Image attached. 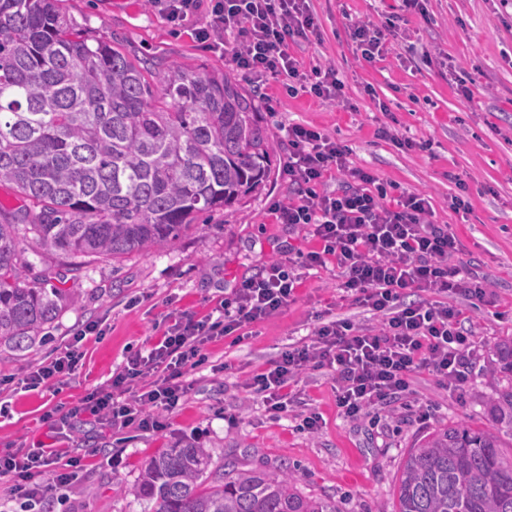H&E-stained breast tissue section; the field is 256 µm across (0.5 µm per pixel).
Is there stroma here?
<instances>
[{"label":"stroma","instance_id":"stroma-1","mask_svg":"<svg viewBox=\"0 0 512 512\" xmlns=\"http://www.w3.org/2000/svg\"><path fill=\"white\" fill-rule=\"evenodd\" d=\"M424 13L408 12L402 0H310L320 39L289 43L302 69L333 67L342 95L324 101L291 95L281 81L256 83L232 64L233 36L203 42L194 30L205 17L173 27L152 0H64L70 20L90 34L118 41L141 62L155 64L152 81L163 88L164 62L234 78L257 106L269 136V173L231 206L199 214L195 227L169 246L133 253L118 261L82 258L80 304L46 329L45 341L26 350L0 347V455L49 441L43 415L65 410L120 371L128 352L150 346L167 315L204 316L241 283L274 260L320 250L305 228L277 223L276 203L295 197L283 174L289 146L284 129L313 126L350 150L351 166L391 185L392 196L426 194L433 220L460 239L458 258L471 276L487 281L493 301L449 297L462 309L481 350L468 365L462 396L448 395L428 370L413 373L408 404L344 418L328 370L300 374L290 388L301 394L318 430L298 428L293 418L275 419L246 390L253 372L266 369L283 346L300 344L321 319L348 317L378 325V318L344 299L334 260L303 277L294 301L275 317L241 328L243 342L226 336L205 348L204 364L189 370L192 390L165 417L158 432H110L76 423L63 447L80 457L76 479L61 489L55 512H142L128 495L149 459L179 442L192 441L239 469L287 467L306 495L339 503L342 512H394L395 487L410 448L427 434L458 421L488 427L485 403L507 378L493 375L498 341L512 336V0H423ZM399 16L388 52L369 63L356 52L350 21ZM466 80L473 99L459 95ZM397 140L378 138L382 125ZM417 147L400 146L401 138ZM467 212H455L454 197ZM105 334L88 341L82 367L59 384L21 389L19 377L50 362L87 323Z\"/></svg>","mask_w":512,"mask_h":512}]
</instances>
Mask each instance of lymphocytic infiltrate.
Masks as SVG:
<instances>
[{
    "mask_svg": "<svg viewBox=\"0 0 512 512\" xmlns=\"http://www.w3.org/2000/svg\"><path fill=\"white\" fill-rule=\"evenodd\" d=\"M396 22L391 16L381 23L352 24L351 37L363 59L383 57L385 35ZM226 33L237 42L232 52L237 69L286 78L323 100L340 97L343 83L335 69L316 65L301 71L288 51L289 42L318 33L308 0H213L210 19L196 34L207 40ZM285 134L290 146L285 173L300 195L276 204L274 213L279 223L305 227L321 250L270 264L264 274L243 281L232 297L219 301L214 314L169 318L146 352L130 354L111 381L52 420V434L62 435L82 418L110 429L162 430L163 413L175 410L187 395L185 375L204 361L205 345L279 313L294 299L302 272L323 266L329 256L339 270L340 290L381 323L369 327L334 318L321 323L308 342L285 347L271 368L246 382L268 412L287 415L288 386L309 369L333 371L336 405L352 420L405 399L411 374L422 368L434 373L449 394L465 388L467 362L479 345L461 310L444 298L481 300L488 288L453 265L463 250L457 236L432 222V204L424 194L406 193L387 205L386 186L372 172L350 166L347 149L326 134L302 124L289 125ZM332 170L343 181L328 192L321 185ZM411 292L422 293V300L405 302ZM101 334L97 324L84 326L56 358L28 373L24 386L36 389L73 374L85 356V341ZM78 463L69 449L52 442L0 456V477L11 484L16 512H47L54 486L66 485L70 468ZM48 469L54 480L50 486L36 480Z\"/></svg>",
    "mask_w": 512,
    "mask_h": 512,
    "instance_id": "1",
    "label": "lymphocytic infiltrate"
}]
</instances>
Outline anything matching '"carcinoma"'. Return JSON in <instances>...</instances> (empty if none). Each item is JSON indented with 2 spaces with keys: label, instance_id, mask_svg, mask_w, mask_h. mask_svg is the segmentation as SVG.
<instances>
[{
  "label": "carcinoma",
  "instance_id": "cac0c4a2",
  "mask_svg": "<svg viewBox=\"0 0 512 512\" xmlns=\"http://www.w3.org/2000/svg\"><path fill=\"white\" fill-rule=\"evenodd\" d=\"M61 0H0V183L28 208L0 221V347H32L80 294L31 282L19 239L68 259L120 260L161 249L198 214L235 202L268 176V137L252 100L228 75L167 65L157 95L152 70L116 41L75 30ZM37 208L27 223L28 209ZM494 372L512 378V337L496 345ZM491 427L457 423L409 449L395 512H512V384L487 401ZM150 512H342L305 496L278 468L213 465L185 443L152 457L128 488Z\"/></svg>",
  "mask_w": 512,
  "mask_h": 512
}]
</instances>
